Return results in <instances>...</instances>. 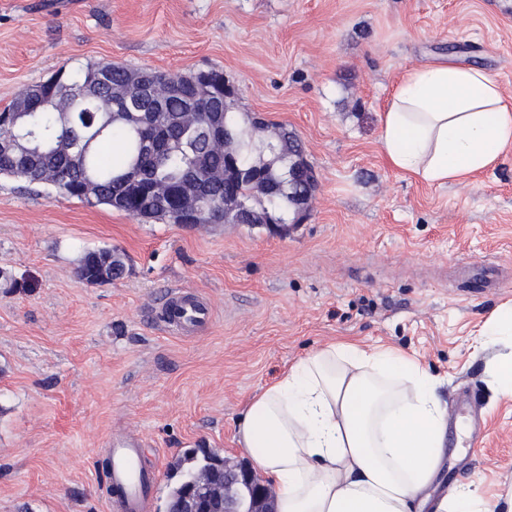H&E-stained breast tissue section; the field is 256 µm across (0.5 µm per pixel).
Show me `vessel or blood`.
Wrapping results in <instances>:
<instances>
[{"label":"vessel or blood","mask_w":512,"mask_h":512,"mask_svg":"<svg viewBox=\"0 0 512 512\" xmlns=\"http://www.w3.org/2000/svg\"><path fill=\"white\" fill-rule=\"evenodd\" d=\"M213 315L209 300L196 298L183 288H171L163 300L160 322L175 335L190 336L209 325ZM144 456L140 437L125 434L113 439L108 471L113 512H143L156 480V471L144 465Z\"/></svg>","instance_id":"obj_1"}]
</instances>
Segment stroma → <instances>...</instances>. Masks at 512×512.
Segmentation results:
<instances>
[{"instance_id": "obj_1", "label": "stroma", "mask_w": 512, "mask_h": 512, "mask_svg": "<svg viewBox=\"0 0 512 512\" xmlns=\"http://www.w3.org/2000/svg\"><path fill=\"white\" fill-rule=\"evenodd\" d=\"M222 70L235 107L299 136L316 187L288 234L260 224L142 221L0 177V512H111L104 467L132 432L166 512L191 448L250 463L247 402L299 358L350 338L439 378L448 408L431 496H512V398L496 396L484 326L512 302V149L465 182L384 158L401 77L486 71L512 101V0H0V109L60 67ZM120 279L75 274L85 250ZM179 286L214 305L189 337L156 312ZM101 264L108 269L112 276L109 279H100L97 273V266ZM127 264L125 256L118 250H86L79 259L76 267V275L79 279L88 283L101 281H112L125 274Z\"/></svg>"}]
</instances>
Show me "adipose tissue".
<instances>
[{"label": "adipose tissue", "instance_id": "adipose-tissue-1", "mask_svg": "<svg viewBox=\"0 0 512 512\" xmlns=\"http://www.w3.org/2000/svg\"><path fill=\"white\" fill-rule=\"evenodd\" d=\"M510 145L512 104L478 68L408 72L382 117L384 157L427 183L465 181ZM438 386L413 356L335 341L250 400L238 442L270 479L277 512H512V500L467 485L430 499L448 427Z\"/></svg>", "mask_w": 512, "mask_h": 512}]
</instances>
